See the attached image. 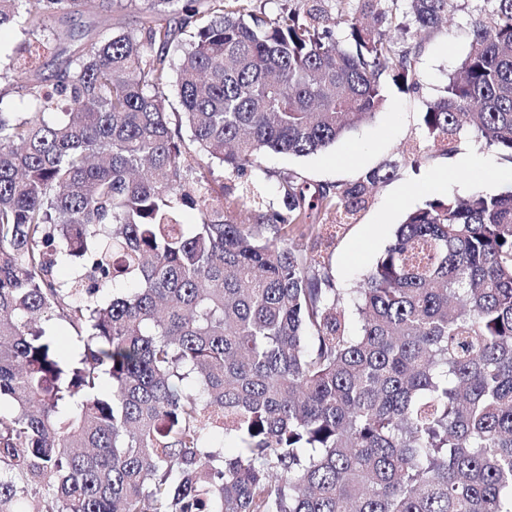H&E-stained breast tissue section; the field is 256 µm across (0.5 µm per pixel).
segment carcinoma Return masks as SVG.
Returning a JSON list of instances; mask_svg holds the SVG:
<instances>
[{"label": "carcinoma", "instance_id": "cac0c4a2", "mask_svg": "<svg viewBox=\"0 0 512 512\" xmlns=\"http://www.w3.org/2000/svg\"><path fill=\"white\" fill-rule=\"evenodd\" d=\"M22 2L0 0L28 37L0 80L39 108L0 110V512H512V189L410 212L358 288L318 249L408 160L474 134L512 162V0L473 15L421 140L346 184L282 172L271 198L265 153L419 89L450 0H145L97 39L72 18L135 0Z\"/></svg>", "mask_w": 512, "mask_h": 512}]
</instances>
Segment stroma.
Here are the masks:
<instances>
[{
  "label": "stroma",
  "mask_w": 512,
  "mask_h": 512,
  "mask_svg": "<svg viewBox=\"0 0 512 512\" xmlns=\"http://www.w3.org/2000/svg\"><path fill=\"white\" fill-rule=\"evenodd\" d=\"M477 4L478 0H451L446 26L424 38L415 59L418 92L404 93L388 87L383 106L372 120L317 153H266L261 159L263 170L257 175L261 189L272 193L277 175L288 170L313 184L348 183L396 159L407 142L421 139V115L427 102L441 95L469 49L470 19ZM458 151L485 160L493 170L492 176L457 167L454 159L441 157L422 159L416 168L401 167L394 177L379 184L359 220L343 226L333 239L328 253L338 287H357L392 240L406 213L428 201L422 183L437 178L440 172L448 174V185L442 193L446 199L507 189V182L498 180L497 175L511 171V162L472 136L462 140Z\"/></svg>",
  "instance_id": "35a3bbf8"
}]
</instances>
